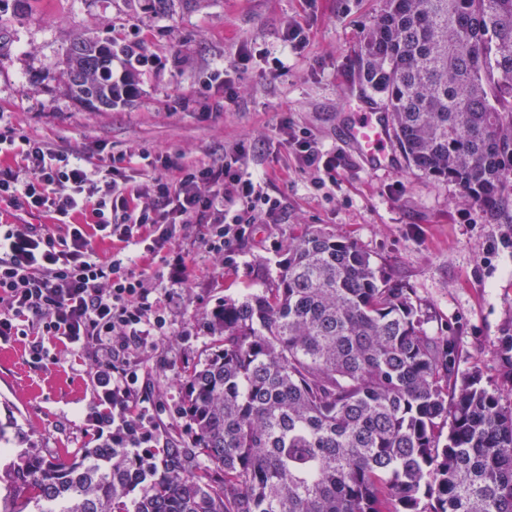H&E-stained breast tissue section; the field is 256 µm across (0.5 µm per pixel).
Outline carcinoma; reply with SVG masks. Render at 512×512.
<instances>
[{
    "label": "carcinoma",
    "mask_w": 512,
    "mask_h": 512,
    "mask_svg": "<svg viewBox=\"0 0 512 512\" xmlns=\"http://www.w3.org/2000/svg\"><path fill=\"white\" fill-rule=\"evenodd\" d=\"M408 162L512 211V0H384L357 56ZM72 95L112 88V37L66 50ZM415 291L322 228L273 284L226 299L182 379L189 433L144 466L100 443L0 470L3 512H512V401L459 375ZM512 396V329L500 348Z\"/></svg>",
    "instance_id": "1"
}]
</instances>
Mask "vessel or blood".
I'll use <instances>...</instances> for the list:
<instances>
[{"mask_svg":"<svg viewBox=\"0 0 512 512\" xmlns=\"http://www.w3.org/2000/svg\"><path fill=\"white\" fill-rule=\"evenodd\" d=\"M350 120L343 129V137L351 142L364 159L368 170L399 168L400 159L393 150L394 133L387 112L361 94H353Z\"/></svg>","mask_w":512,"mask_h":512,"instance_id":"vessel-or-blood-1","label":"vessel or blood"}]
</instances>
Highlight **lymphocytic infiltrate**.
Here are the masks:
<instances>
[{
  "label": "lymphocytic infiltrate",
  "mask_w": 512,
  "mask_h": 512,
  "mask_svg": "<svg viewBox=\"0 0 512 512\" xmlns=\"http://www.w3.org/2000/svg\"><path fill=\"white\" fill-rule=\"evenodd\" d=\"M229 66L211 67L202 81L209 112L223 111L236 97ZM310 173L335 175L342 157L325 150L307 131L287 140ZM249 151L236 144L202 167L164 154L141 152L151 177L132 182L124 155L106 164L81 152L55 148L11 126L0 127V205L48 217V224H0V341L32 337L31 356L42 360L44 338L84 352L100 410L93 424L111 428L112 445L133 451L156 447L163 431L141 394L144 376L130 363L168 330L169 287L187 281L178 240L203 224L204 252L232 255L252 225L264 224L282 208L260 174L249 171ZM88 223H81V216ZM67 225L66 236L52 232ZM111 240V257L98 255L92 238ZM162 256L167 281L139 268L136 255Z\"/></svg>",
  "instance_id": "lymphocytic-infiltrate-1"
}]
</instances>
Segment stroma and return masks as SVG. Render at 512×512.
I'll return each instance as SVG.
<instances>
[{"label": "stroma", "instance_id": "obj_1", "mask_svg": "<svg viewBox=\"0 0 512 512\" xmlns=\"http://www.w3.org/2000/svg\"><path fill=\"white\" fill-rule=\"evenodd\" d=\"M382 0H0V122L98 160L99 145L132 154L167 153L188 165L210 163L216 149L256 145L251 168L283 207L255 225L231 260L208 257L200 227L179 246L190 261L188 284L168 306L169 328L137 356L149 383L146 405L169 439L187 431L178 412L176 380L209 351L204 323L225 297L235 298L275 279L288 243L321 227L369 251L394 279L413 288L431 316L429 332L448 326L457 339L459 368L479 370L488 389L500 384L499 350L512 325V220L493 219L464 200L451 182L409 164L365 170L341 139L348 96L366 29ZM303 22L309 42L284 47L288 22ZM143 40L160 68L140 72L137 92L110 110L92 111L71 97L63 72L74 35ZM287 71L272 77L267 59ZM238 62L231 77L235 103L201 111L199 78L207 68ZM307 130L344 155L335 184L315 188L286 144ZM29 337L0 344V467L40 449L52 458L89 447L98 396L87 357L46 340L47 358H31Z\"/></svg>", "mask_w": 512, "mask_h": 512}]
</instances>
